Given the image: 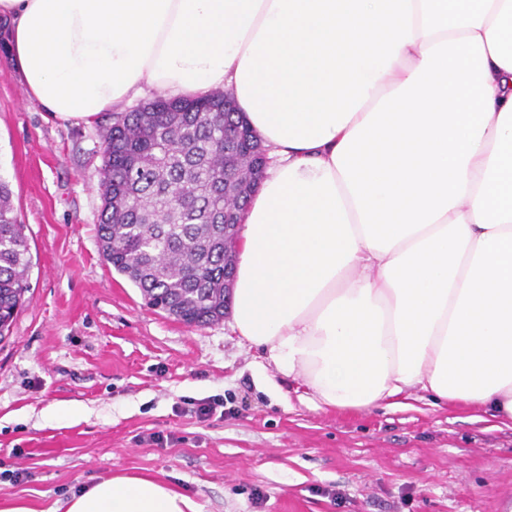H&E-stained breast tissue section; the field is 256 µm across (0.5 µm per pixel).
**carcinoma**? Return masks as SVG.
I'll use <instances>...</instances> for the list:
<instances>
[{"label": "carcinoma", "mask_w": 512, "mask_h": 512, "mask_svg": "<svg viewBox=\"0 0 512 512\" xmlns=\"http://www.w3.org/2000/svg\"><path fill=\"white\" fill-rule=\"evenodd\" d=\"M260 138L220 91L160 97L115 119L103 133L99 245L105 260L147 304L190 326L224 319L233 276L224 205L246 204L224 184V167L261 162ZM25 225L0 182V339L25 293L31 261Z\"/></svg>", "instance_id": "cac0c4a2"}]
</instances>
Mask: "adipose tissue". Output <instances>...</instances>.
Wrapping results in <instances>:
<instances>
[{"instance_id":"adipose-tissue-1","label":"adipose tissue","mask_w":512,"mask_h":512,"mask_svg":"<svg viewBox=\"0 0 512 512\" xmlns=\"http://www.w3.org/2000/svg\"><path fill=\"white\" fill-rule=\"evenodd\" d=\"M27 95L92 122L228 92L275 159L233 327L319 407L417 388L512 421V0H0ZM65 512H201L145 474Z\"/></svg>"}]
</instances>
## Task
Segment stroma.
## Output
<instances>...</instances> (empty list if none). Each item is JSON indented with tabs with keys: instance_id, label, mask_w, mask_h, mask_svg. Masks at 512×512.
<instances>
[{
	"instance_id": "35a3bbf8",
	"label": "stroma",
	"mask_w": 512,
	"mask_h": 512,
	"mask_svg": "<svg viewBox=\"0 0 512 512\" xmlns=\"http://www.w3.org/2000/svg\"><path fill=\"white\" fill-rule=\"evenodd\" d=\"M113 119L51 117L0 56V179L31 256L25 302L0 341L1 506L61 512L129 473L203 512H512V425L432 406L416 389L408 410L319 409L230 320L189 326L148 306L98 244ZM214 396L227 413H192Z\"/></svg>"
}]
</instances>
